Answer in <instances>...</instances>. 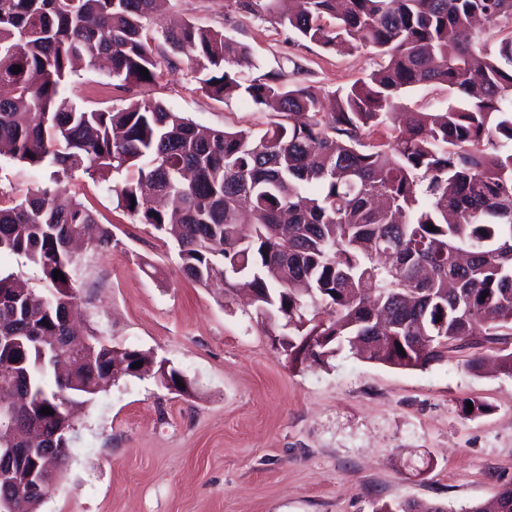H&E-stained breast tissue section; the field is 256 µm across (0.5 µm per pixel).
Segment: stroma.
Wrapping results in <instances>:
<instances>
[{"instance_id":"1","label":"stroma","mask_w":512,"mask_h":512,"mask_svg":"<svg viewBox=\"0 0 512 512\" xmlns=\"http://www.w3.org/2000/svg\"><path fill=\"white\" fill-rule=\"evenodd\" d=\"M177 20L249 47L248 79L273 72L325 92L363 80L368 52L326 51L224 0H168L151 23ZM302 73H295V66ZM86 69L66 94L88 109H118L125 91ZM153 99L213 128L264 131L271 113L201 91L185 58L163 66ZM114 236L86 256L82 312L106 337L180 369L191 395L156 373L119 380L79 410L76 439L40 512H373L395 501L461 508L492 502L512 483V376L471 372L465 348L416 369L347 352L325 364L292 361L250 309L220 287L186 279L174 245L118 208L112 185L69 181ZM487 405L464 417L463 400Z\"/></svg>"}]
</instances>
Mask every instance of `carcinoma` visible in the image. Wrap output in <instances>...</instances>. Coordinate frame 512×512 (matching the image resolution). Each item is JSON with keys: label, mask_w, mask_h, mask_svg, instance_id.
Listing matches in <instances>:
<instances>
[{"label": "carcinoma", "mask_w": 512, "mask_h": 512, "mask_svg": "<svg viewBox=\"0 0 512 512\" xmlns=\"http://www.w3.org/2000/svg\"><path fill=\"white\" fill-rule=\"evenodd\" d=\"M167 2L0 0V85L10 87L0 145L13 162L50 171L0 206V255L25 259L47 283L37 295L0 273V373L10 374L11 425L34 458L52 436L57 460L69 461L70 410L114 384L121 347L71 326L86 270L75 244L112 245L89 208L59 194L81 175L115 179L117 207L135 223L176 229L186 278L245 289L291 360L323 362L348 346L414 369L491 344L512 376V0H295L287 14L279 0H224L324 50L379 56L368 80L325 93L278 73L242 81L251 54L220 31L191 21L164 30L201 90L273 107L259 136L204 127L142 94L161 63L146 24ZM478 18L508 35L488 47ZM102 60L130 97L89 111L65 85L76 63ZM417 87L445 88L444 110L404 105ZM157 373L170 392L188 383L162 362ZM11 497L15 512H39L43 501ZM374 512L448 507L384 502ZM466 512H512V488L493 509Z\"/></svg>", "instance_id": "1"}]
</instances>
